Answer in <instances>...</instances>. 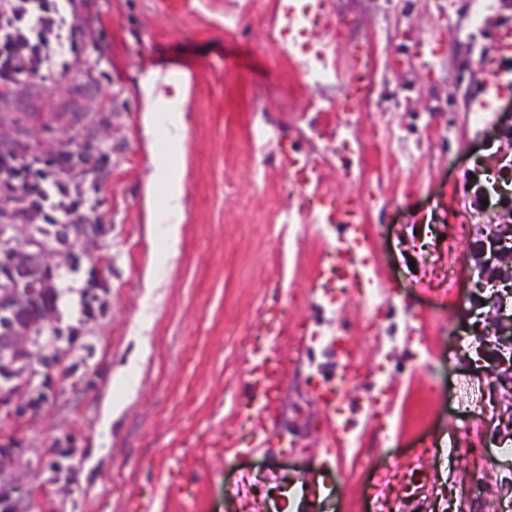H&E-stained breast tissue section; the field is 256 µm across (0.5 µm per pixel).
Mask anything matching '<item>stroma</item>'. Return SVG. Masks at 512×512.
Masks as SVG:
<instances>
[{"label": "stroma", "instance_id": "1", "mask_svg": "<svg viewBox=\"0 0 512 512\" xmlns=\"http://www.w3.org/2000/svg\"><path fill=\"white\" fill-rule=\"evenodd\" d=\"M225 0H90L84 13L89 37L84 65L47 79L26 80L0 102V127L24 151L79 152L101 159V176L86 182L93 201L88 223L102 233L94 244L70 235L51 284L57 299L47 329L58 341L34 346L40 362L15 382L45 389L35 405L0 392V474L31 491L36 512H128L141 498L148 512H230L224 486L240 471L277 468L290 481L288 512H351L344 475L320 448L269 457L257 452L229 458L224 427L238 416L231 396H245L247 370L237 353V328L258 304L284 302L296 318L324 316L310 297L312 268L303 266L278 284L265 269L278 243L260 217L281 203L280 168L269 172L266 196L241 201L249 182L242 159L249 151L254 110L287 130L288 115L310 102L299 84V65L288 49L264 41L258 23L241 17L224 32ZM470 0H336L337 17L351 26L336 47L349 69L348 46L376 18L387 38L374 57V77L385 95L384 132L412 134L424 121L447 130L430 154L410 155L392 142L399 163L375 170L377 191L397 197L373 212L375 246L388 286L409 314L439 321L442 333L423 353L417 337L388 336L395 362L390 374L406 391L398 429L383 455L408 451L436 437L439 457L429 470L433 498L448 512H504L512 500V363L501 329L478 288L473 252L487 246L494 206L462 208L486 164L512 161V71L484 68V56L512 60L500 40L499 6L479 35L468 26ZM156 79L161 93L185 90L187 126L181 145L161 144L158 113H146L142 84ZM487 98L485 131L469 129L467 113ZM178 151L184 169L179 235L169 237L159 218L163 190L152 182V160ZM472 223L474 240L460 255L456 298L435 299L413 288L407 267L413 244L401 233L408 215L447 221L449 209ZM95 283L104 311L81 313L87 283ZM327 370L319 352L289 370L274 429L294 436L321 426L317 393L308 375ZM480 384L484 412L469 441L458 438L465 418L459 385ZM117 416L102 427L105 405ZM59 444L58 472L41 468Z\"/></svg>", "mask_w": 512, "mask_h": 512}]
</instances>
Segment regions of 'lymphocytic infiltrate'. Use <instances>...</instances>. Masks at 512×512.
<instances>
[{"label": "lymphocytic infiltrate", "instance_id": "f902f5d3", "mask_svg": "<svg viewBox=\"0 0 512 512\" xmlns=\"http://www.w3.org/2000/svg\"><path fill=\"white\" fill-rule=\"evenodd\" d=\"M86 0H0V98L34 74L52 73L61 53L79 63ZM87 202L63 153L16 150L0 133V214L14 224H79Z\"/></svg>", "mask_w": 512, "mask_h": 512}]
</instances>
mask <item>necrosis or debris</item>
<instances>
[{
	"instance_id": "4bbe7bcc",
	"label": "necrosis or debris",
	"mask_w": 512,
	"mask_h": 512,
	"mask_svg": "<svg viewBox=\"0 0 512 512\" xmlns=\"http://www.w3.org/2000/svg\"><path fill=\"white\" fill-rule=\"evenodd\" d=\"M243 15L262 26L269 47L286 48L297 55L301 84L321 92L307 111L289 113L290 136L271 134L264 120L254 121L248 194L255 197L266 191L261 161L268 152L288 153L293 165L282 186L288 209L282 213L276 233L279 255L267 277L282 281L288 265L311 261L319 274L312 290L320 294L329 317L295 323L287 313L274 318L265 306H258L254 321L240 331L238 355L250 367L272 358L275 371L284 375L300 364L309 350H319L335 368L339 385L336 398L322 404L327 426L318 438L319 446L325 448L336 468L344 471L351 486H358L365 474L374 473V512H419L425 487L422 461L435 456V446H424L406 459L391 458L384 468L375 466V442L385 441L400 424V387L393 382L377 387L370 397L372 411L363 423L337 416L349 390L368 372L367 348L379 353L385 348L381 322L397 313L395 296L386 288L374 251L378 227L370 222L371 209L388 207L389 199L375 194L366 200L358 195L350 197L358 212L350 223L337 219L329 207L337 199V189L372 182L375 165L384 159L378 140H364L358 132L365 120L364 106L379 103L373 58L384 39V29L373 25L359 43L365 55L361 67L364 92L354 99L350 94L337 93L345 78L336 65L331 41L318 38L322 29L332 38L347 31L346 25L336 22L335 0H290L280 13L271 10L269 0H230L224 10L225 32H232ZM469 238L467 223L453 225L435 259L419 258L414 268L419 287L429 291L438 285L443 294L453 295L458 254ZM311 241L317 244L313 254L307 249ZM278 403L275 397L255 399L249 414V434L241 435L236 427H229L224 434L225 452L245 455L265 441Z\"/></svg>"
}]
</instances>
